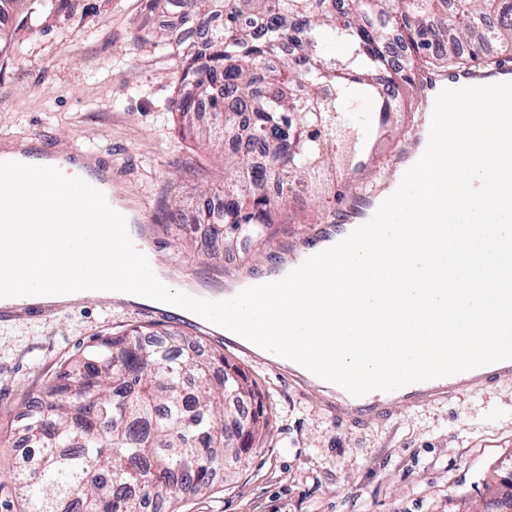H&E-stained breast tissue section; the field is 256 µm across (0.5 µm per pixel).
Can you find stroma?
Returning <instances> with one entry per match:
<instances>
[{"label":"stroma","mask_w":512,"mask_h":512,"mask_svg":"<svg viewBox=\"0 0 512 512\" xmlns=\"http://www.w3.org/2000/svg\"><path fill=\"white\" fill-rule=\"evenodd\" d=\"M71 0L69 20L45 32L7 22L0 50V143L22 132L43 141H77L107 149L121 168L113 195L128 207L146 203L161 225L160 258L178 286L197 279L226 283L300 247L322 221V201L284 213L264 248L236 247L210 261L201 240L183 243L179 225L201 190L219 181L224 156L184 133L174 107L181 59L164 39L180 36V9L148 10L146 0H111L90 12ZM148 35L139 43L135 33ZM141 325L202 339L255 380L270 430L243 455L235 472L211 487L162 505L163 512H505L499 495L512 482V384L412 408L394 405L380 426L360 429L333 416L315 386L298 391L290 372L228 348L222 333L137 304L90 298L53 320L0 325V512H17L8 478L25 450L11 422L25 397L61 381L62 364L89 350L97 337Z\"/></svg>","instance_id":"1"}]
</instances>
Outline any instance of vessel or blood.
Segmentation results:
<instances>
[{
    "label": "vessel or blood",
    "mask_w": 512,
    "mask_h": 512,
    "mask_svg": "<svg viewBox=\"0 0 512 512\" xmlns=\"http://www.w3.org/2000/svg\"><path fill=\"white\" fill-rule=\"evenodd\" d=\"M512 81V67L504 66L500 70L471 71L454 75L427 73L421 75L419 83L428 95L427 107H434V98L446 88L480 86ZM32 162L38 166L53 165L72 167L83 164L82 177L97 189H106L112 182L111 167L101 165L98 151L72 142L66 146L45 149L38 148L32 155ZM137 222L140 231L137 235V249L148 261H155L158 250V235L149 223L147 210H140ZM353 230L349 224H319L308 235L309 242L305 250L300 251V259H307L327 248L332 240H342ZM59 312L58 307L21 306L5 302L0 298V323L9 324L34 317L48 321ZM504 383H512V359L495 362L453 376L413 383L392 392L372 391L355 397L332 383H324L322 389L333 398L331 409L338 418L352 424L366 427L382 423L388 417L395 404L403 403L411 407H423L443 402L485 388Z\"/></svg>",
    "instance_id": "obj_1"
}]
</instances>
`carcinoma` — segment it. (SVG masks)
I'll use <instances>...</instances> for the list:
<instances>
[{"instance_id": "cac0c4a2", "label": "carcinoma", "mask_w": 512, "mask_h": 512, "mask_svg": "<svg viewBox=\"0 0 512 512\" xmlns=\"http://www.w3.org/2000/svg\"><path fill=\"white\" fill-rule=\"evenodd\" d=\"M69 0H0L31 31L69 17ZM182 9L199 40L178 42L175 101L184 129L224 147V180L192 215L230 247L261 240L302 187L331 195L332 171L361 174L404 103L388 96L419 70L496 63L512 49V0H148ZM405 51L395 57L392 39ZM295 47L288 57V45ZM364 104L362 126L346 121ZM208 126L194 128L201 106ZM130 327L68 363L65 389L48 385L22 425L38 458L14 476L21 512H61L71 497L89 512H141V493L167 502L208 488L263 438L269 419L250 410L255 381L181 336Z\"/></svg>"}]
</instances>
